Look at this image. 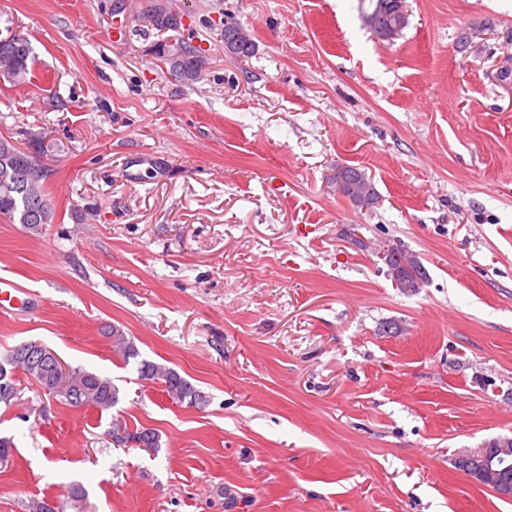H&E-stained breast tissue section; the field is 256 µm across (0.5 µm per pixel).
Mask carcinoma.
Instances as JSON below:
<instances>
[{
  "label": "carcinoma",
  "mask_w": 512,
  "mask_h": 512,
  "mask_svg": "<svg viewBox=\"0 0 512 512\" xmlns=\"http://www.w3.org/2000/svg\"><path fill=\"white\" fill-rule=\"evenodd\" d=\"M393 12V0H360L362 20L369 19L367 14H372L369 20L377 28L389 29L396 26ZM5 31L6 35L0 36V62L5 58H11L14 60V66L8 72H0V78L14 86L20 85L29 80L32 72V63L35 59L33 47L27 38L13 32L12 29L7 27ZM197 65V59L190 54L180 55L171 61L175 75L188 80L193 77ZM6 164L13 167L18 174L32 170L39 177L38 193L30 195L29 201L24 205L20 203L15 189L0 180V219L11 223L17 222L28 232L37 234L53 217L46 185L49 169L40 162L34 151L20 148L11 138L1 136L0 167ZM335 180L345 187H366V209L370 210L378 204L379 194L372 180L360 169L339 168L336 170ZM403 260L410 262L411 268L420 278H426V271L421 262L401 251L389 255L386 265L390 270L399 269ZM105 338L110 341L112 351L124 364L138 360L139 380L162 387V391L177 403L196 408H202L208 403V396L201 394V390L177 370L154 361L139 359V350L134 340L126 336L122 330L110 326L105 331ZM21 347V343L11 347L0 359V403L7 405L17 395L16 380L10 373L12 369L36 383L50 397L71 408L93 407L103 412L119 403L120 389L110 377L79 366L63 367L51 356V349L42 343L29 357L16 356L17 349ZM108 435L123 441L130 440L136 447L151 452H156L162 447V437L157 430L146 427L131 429L119 419L112 420V428Z\"/></svg>",
  "instance_id": "carcinoma-1"
}]
</instances>
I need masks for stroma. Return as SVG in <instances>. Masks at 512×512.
<instances>
[{
	"instance_id": "obj_1",
	"label": "stroma",
	"mask_w": 512,
	"mask_h": 512,
	"mask_svg": "<svg viewBox=\"0 0 512 512\" xmlns=\"http://www.w3.org/2000/svg\"><path fill=\"white\" fill-rule=\"evenodd\" d=\"M405 5L381 41L359 0H0L36 56L0 82V135L40 144L54 211L0 220V277L27 290L0 356L36 340L121 390L102 413L21 380L0 512L74 482L87 512H512L454 466L512 436V0ZM344 166L373 209L337 192ZM391 245L428 272L415 294ZM110 325L208 405L138 380ZM116 417L159 451L114 445ZM336 185L341 182L344 187L364 186L368 191V202L366 211L371 210L379 202V194L372 183V180L367 177L366 173L356 167H343L336 171ZM105 338H107L112 347V351L124 362L125 365L130 363V360H136L140 353L131 337L116 328L109 326L105 331Z\"/></svg>"
}]
</instances>
